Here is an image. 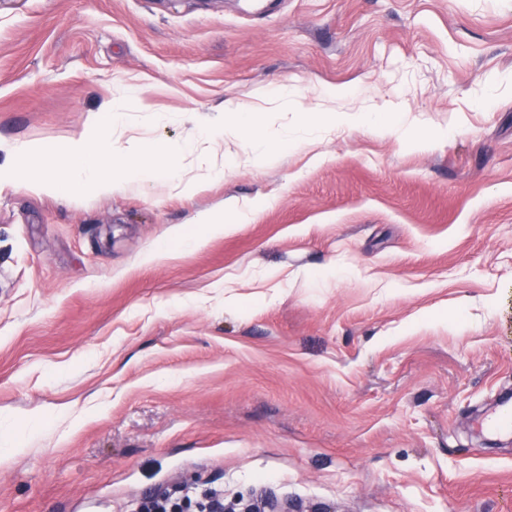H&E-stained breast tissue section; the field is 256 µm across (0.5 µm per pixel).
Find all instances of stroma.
<instances>
[{
	"instance_id": "obj_1",
	"label": "stroma",
	"mask_w": 512,
	"mask_h": 512,
	"mask_svg": "<svg viewBox=\"0 0 512 512\" xmlns=\"http://www.w3.org/2000/svg\"><path fill=\"white\" fill-rule=\"evenodd\" d=\"M130 88L117 149L229 101L273 137L388 101L446 137L325 125L258 165L228 129L190 195L0 180V512L205 488L512 512V432L486 427L512 394V0H0L1 166ZM232 202L248 222L189 246Z\"/></svg>"
}]
</instances>
